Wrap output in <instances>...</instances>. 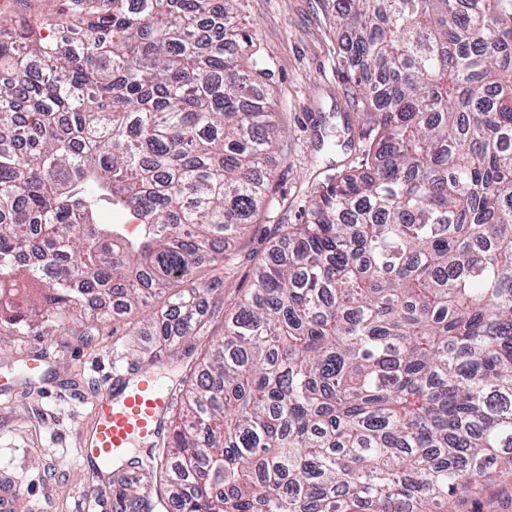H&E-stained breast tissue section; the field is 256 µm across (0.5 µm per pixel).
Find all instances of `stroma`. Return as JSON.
I'll return each mask as SVG.
<instances>
[{
	"label": "stroma",
	"mask_w": 512,
	"mask_h": 512,
	"mask_svg": "<svg viewBox=\"0 0 512 512\" xmlns=\"http://www.w3.org/2000/svg\"><path fill=\"white\" fill-rule=\"evenodd\" d=\"M64 3L0 0V18L48 20ZM335 9L336 0H243L242 13L271 71L264 90L288 135L272 172V208L245 227L232 250L233 284H225L222 264L197 272L211 285L199 303L207 333L155 347L151 324L166 302L162 296L116 321L88 311L62 329L0 325V382L9 384L0 390V496L9 497V512H84L90 504L113 512L115 470L83 452L99 381L117 368L151 367L160 383L181 389L195 348L224 324L227 295L243 298L254 265L280 248L277 225L298 223L315 184L356 166L363 121L338 64ZM36 357L41 367L33 372L28 363Z\"/></svg>",
	"instance_id": "35a3bbf8"
}]
</instances>
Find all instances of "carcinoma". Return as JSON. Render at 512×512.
Listing matches in <instances>:
<instances>
[{"instance_id":"obj_1","label":"carcinoma","mask_w":512,"mask_h":512,"mask_svg":"<svg viewBox=\"0 0 512 512\" xmlns=\"http://www.w3.org/2000/svg\"><path fill=\"white\" fill-rule=\"evenodd\" d=\"M176 2L0 23V324L130 311L269 206L285 131L240 0ZM334 25L365 160L280 225L114 512H452L512 474V0H338ZM208 291L153 335L203 331Z\"/></svg>"}]
</instances>
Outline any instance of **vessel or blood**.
I'll return each mask as SVG.
<instances>
[{
	"label": "vessel or blood",
	"mask_w": 512,
	"mask_h": 512,
	"mask_svg": "<svg viewBox=\"0 0 512 512\" xmlns=\"http://www.w3.org/2000/svg\"><path fill=\"white\" fill-rule=\"evenodd\" d=\"M174 404L171 390L153 374H116L94 405V426L84 453L108 463L137 444L159 438Z\"/></svg>",
	"instance_id": "1"
}]
</instances>
